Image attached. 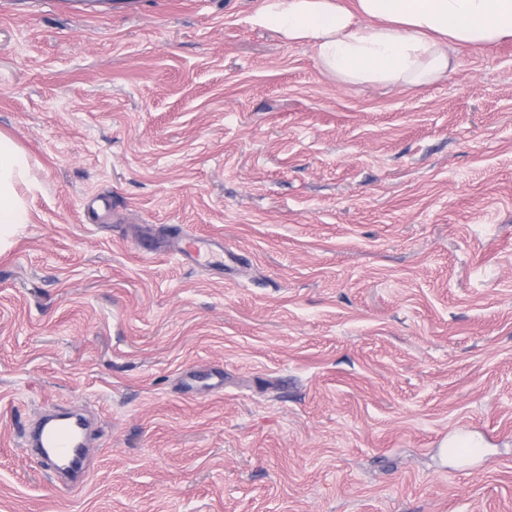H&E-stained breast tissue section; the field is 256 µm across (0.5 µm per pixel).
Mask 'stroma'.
<instances>
[{
	"instance_id": "stroma-1",
	"label": "stroma",
	"mask_w": 512,
	"mask_h": 512,
	"mask_svg": "<svg viewBox=\"0 0 512 512\" xmlns=\"http://www.w3.org/2000/svg\"><path fill=\"white\" fill-rule=\"evenodd\" d=\"M255 6L0 0V512H512V41L340 84ZM30 168L25 152L9 136L0 133V252L24 224L30 209L18 187H30ZM85 423L80 418H74V423L62 424L52 420L43 423L38 434L40 448H45L47 457L59 471L81 474L83 469V450L76 448L81 444L79 435L84 431ZM67 468L59 464L72 463Z\"/></svg>"
}]
</instances>
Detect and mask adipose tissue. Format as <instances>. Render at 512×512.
<instances>
[{
  "instance_id": "1",
  "label": "adipose tissue",
  "mask_w": 512,
  "mask_h": 512,
  "mask_svg": "<svg viewBox=\"0 0 512 512\" xmlns=\"http://www.w3.org/2000/svg\"><path fill=\"white\" fill-rule=\"evenodd\" d=\"M254 21L311 44L336 81L415 86L447 73L449 48L512 39V0H260ZM29 172L25 152L0 133V252L30 221L18 192Z\"/></svg>"
}]
</instances>
